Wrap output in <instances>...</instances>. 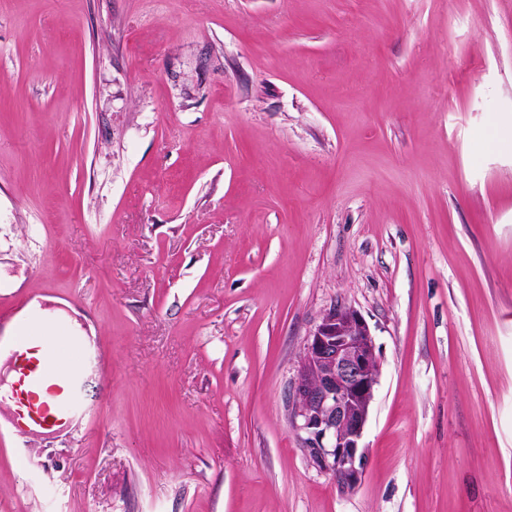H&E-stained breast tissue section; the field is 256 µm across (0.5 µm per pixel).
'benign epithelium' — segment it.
Segmentation results:
<instances>
[{
  "instance_id": "1",
  "label": "benign epithelium",
  "mask_w": 512,
  "mask_h": 512,
  "mask_svg": "<svg viewBox=\"0 0 512 512\" xmlns=\"http://www.w3.org/2000/svg\"><path fill=\"white\" fill-rule=\"evenodd\" d=\"M379 376L368 323L355 307L332 305L307 338L286 407L304 455L342 493L365 476L362 440Z\"/></svg>"
}]
</instances>
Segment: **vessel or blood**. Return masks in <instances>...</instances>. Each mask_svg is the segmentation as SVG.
<instances>
[{
    "instance_id": "1",
    "label": "vessel or blood",
    "mask_w": 512,
    "mask_h": 512,
    "mask_svg": "<svg viewBox=\"0 0 512 512\" xmlns=\"http://www.w3.org/2000/svg\"><path fill=\"white\" fill-rule=\"evenodd\" d=\"M7 345L19 358L18 383L11 394L22 428L37 433L86 415L82 397L84 344L69 328L18 303Z\"/></svg>"
}]
</instances>
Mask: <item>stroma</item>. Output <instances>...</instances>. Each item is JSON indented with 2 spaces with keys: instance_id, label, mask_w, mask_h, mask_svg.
Masks as SVG:
<instances>
[{
  "instance_id": "1",
  "label": "stroma",
  "mask_w": 512,
  "mask_h": 512,
  "mask_svg": "<svg viewBox=\"0 0 512 512\" xmlns=\"http://www.w3.org/2000/svg\"><path fill=\"white\" fill-rule=\"evenodd\" d=\"M72 307L90 412L0 512H512V0H0V311ZM365 478L285 395L334 303ZM379 376L368 323L355 307L332 305L307 338L286 407L304 455L341 493L365 476L362 440Z\"/></svg>"
}]
</instances>
